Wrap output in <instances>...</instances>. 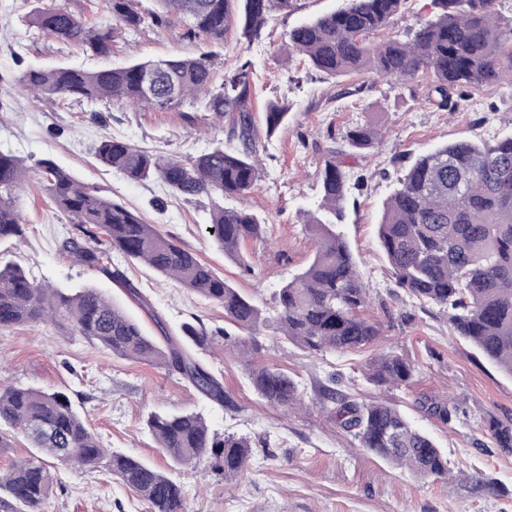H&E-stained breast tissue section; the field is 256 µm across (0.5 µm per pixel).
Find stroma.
Instances as JSON below:
<instances>
[{
  "mask_svg": "<svg viewBox=\"0 0 512 512\" xmlns=\"http://www.w3.org/2000/svg\"><path fill=\"white\" fill-rule=\"evenodd\" d=\"M342 0H295L292 11L271 16L261 40L248 43L229 29L221 48L204 38L184 37L179 19L136 34L116 36L112 54L92 57L75 45L30 34L26 17L38 0H0V151L13 153L27 175L19 208L26 222L23 240L0 245V261L20 264L37 280L56 287L92 286L123 306L153 336L179 335L192 319L209 328L223 325L224 312L180 288L141 263L127 265L128 288L62 255L72 224L56 210L36 174L50 159L79 181L100 188L137 211L146 223L191 250L257 302L271 301L277 288L303 269L314 249L302 210L317 207L319 175L347 129L367 123L384 138L375 149L352 150L349 169L364 175L351 190L342 231L361 264L372 304L364 315L383 332L381 345L405 354L415 365L409 386L388 388L369 382L366 368L377 353H309L280 336L265 335L258 362L288 371L304 386L306 409L283 416L255 394L247 366L233 351L203 353L236 404L212 405L193 387L155 366L122 359L72 335L52 322L0 332V383L65 391L82 404L81 413L105 448L137 457L170 472L185 491L187 512H512V454L497 447L489 419L512 420V376L488 363L467 341L453 336L438 306L397 288L377 241L383 203L395 186L402 160L456 142H493L512 136V92L496 85L473 90L456 111L427 100L428 80L401 89L363 73L343 78L310 77L300 61L278 53L297 23L337 9ZM216 52L215 83L244 61L255 66L249 108L257 119L261 179L254 190L225 198L269 221L265 242L245 248L248 268L225 258L209 232V199L172 195L158 181L134 183L100 166L98 143L116 136L149 150L197 156L216 145L237 146L228 119L203 107L172 106L132 110L125 103H54L28 94L18 76L32 65H69L87 70L171 55ZM285 104L290 117L274 135L260 120L270 104ZM413 316L401 323L400 312ZM335 379L339 390L359 400L395 404L448 454L445 479H417L407 470L359 448L335 420L316 407L318 385ZM452 392L466 416L443 425L416 407L424 394ZM196 410L212 431L247 437L252 453L237 482L226 483L209 463L171 469L146 426L150 413ZM48 512H148V505L106 470L84 473L57 466Z\"/></svg>",
  "mask_w": 512,
  "mask_h": 512,
  "instance_id": "1",
  "label": "stroma"
}]
</instances>
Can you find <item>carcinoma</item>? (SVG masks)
<instances>
[{"label": "carcinoma", "mask_w": 512, "mask_h": 512, "mask_svg": "<svg viewBox=\"0 0 512 512\" xmlns=\"http://www.w3.org/2000/svg\"><path fill=\"white\" fill-rule=\"evenodd\" d=\"M143 11L136 0H105L120 27L137 33L159 26L174 14L186 35L224 45L228 28L237 24L248 42L275 11L286 12L293 0H153ZM407 0H345V6L304 21L288 31L282 51L301 57L324 75L340 77L369 72L396 86L429 77L428 102L439 109H457L469 90L505 84L512 90V19L500 11L502 0H436L440 12L420 22L403 40L389 33L393 18ZM34 34L62 44H80L93 56L112 55V29H96L83 17L53 3L27 16ZM146 90L144 74L155 60L95 71L73 66H31L18 84L52 100H122L134 107H165L204 99L205 108L229 116L239 145L217 146L196 157L178 158L106 137L96 159L135 182L157 179L186 199L240 195L253 190L261 169L257 159L253 115L247 108L253 68L244 62L224 74L213 87V60L170 56ZM267 135L288 120V106L272 104L264 112ZM343 141L366 150L380 141L377 129L360 124ZM341 149L332 152L320 173L322 198L317 209L304 213L305 228L315 241L310 263L288 280L264 308L229 284L196 254L162 234L138 214L79 182L49 159L38 174L56 209L66 216L77 236L65 239L61 251L80 264L126 286L123 262H141L178 282L186 290L224 309L223 327L207 330L190 323L181 338L159 341L101 290L53 288L30 277L16 263L0 266V331L25 324L67 322L72 333L99 343L112 355L146 362L188 382L207 399L236 409L220 379L197 357L216 345L247 357L248 377L266 404L289 413L305 405L301 383L279 368L254 359L257 336L265 329L310 352H348L375 344L376 323L361 315L370 302V288L344 234L343 202L349 174ZM24 171L18 159L0 152V242L22 239L25 224L18 207ZM211 224L216 244L245 271L242 248L262 242L266 220L255 213L214 203ZM104 235L109 248L80 242ZM378 240L396 286L431 302L448 315L454 335L471 341L492 363L512 376V137L493 144L458 141L418 155L405 167L383 203ZM414 375L404 354L382 352L370 363L368 379L380 386L402 387ZM317 404L359 446L419 479L448 476V458L434 438L415 427L393 404L359 402L328 385L320 386ZM420 411L444 424L461 411L448 396L418 398ZM27 439L30 458L0 475V491L18 504V512H45L53 476L44 458L84 472L106 468L149 504L151 512H185V493L170 476L123 452L105 448L86 425L70 397L59 391L0 386V425ZM148 429L173 467L194 465L205 457L224 480L240 477L250 460V441L210 431L202 413H152ZM502 450L512 452V424L488 421Z\"/></svg>", "instance_id": "1"}]
</instances>
